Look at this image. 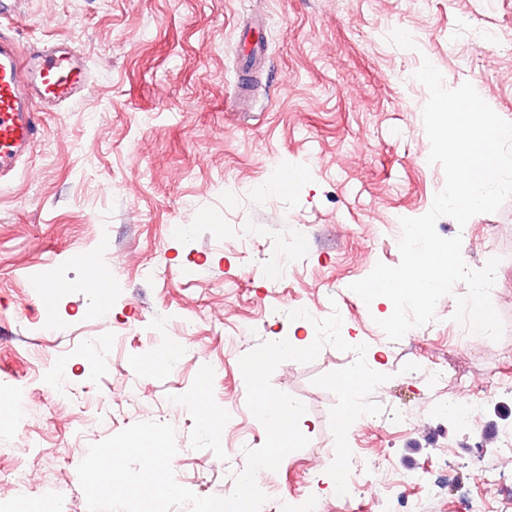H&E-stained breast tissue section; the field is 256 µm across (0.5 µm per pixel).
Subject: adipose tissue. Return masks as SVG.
<instances>
[{"label": "adipose tissue", "instance_id": "obj_1", "mask_svg": "<svg viewBox=\"0 0 512 512\" xmlns=\"http://www.w3.org/2000/svg\"><path fill=\"white\" fill-rule=\"evenodd\" d=\"M314 346L312 335L300 336L293 332L284 338L275 350L285 354L291 350H309ZM275 350L260 347L251 351L245 358L244 375L257 396L256 412L269 431L268 446L257 458L258 463L265 468L284 462L291 450L300 446L306 427V420L297 407L270 397L264 392L266 365L272 351Z\"/></svg>", "mask_w": 512, "mask_h": 512}]
</instances>
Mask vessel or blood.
I'll return each instance as SVG.
<instances>
[{"label": "vessel or blood", "mask_w": 512, "mask_h": 512, "mask_svg": "<svg viewBox=\"0 0 512 512\" xmlns=\"http://www.w3.org/2000/svg\"><path fill=\"white\" fill-rule=\"evenodd\" d=\"M92 79L72 44L40 42L23 58L0 31V179L18 171L41 134L36 104H68L89 90Z\"/></svg>", "instance_id": "b4317fda"}]
</instances>
